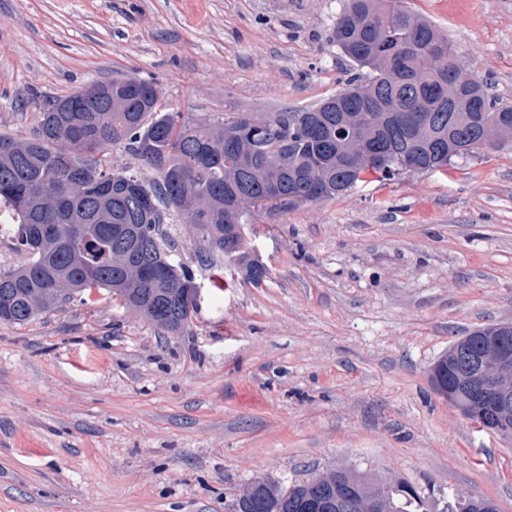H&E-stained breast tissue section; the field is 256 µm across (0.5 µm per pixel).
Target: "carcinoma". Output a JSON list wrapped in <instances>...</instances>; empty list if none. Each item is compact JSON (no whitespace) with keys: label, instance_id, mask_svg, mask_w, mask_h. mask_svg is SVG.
Wrapping results in <instances>:
<instances>
[{"label":"carcinoma","instance_id":"cac0c4a2","mask_svg":"<svg viewBox=\"0 0 512 512\" xmlns=\"http://www.w3.org/2000/svg\"><path fill=\"white\" fill-rule=\"evenodd\" d=\"M332 39L367 76L299 112H275L261 133L250 113L195 121L172 112L153 83L128 77L92 83L54 101L27 136L0 135V207L14 216L27 260L0 271V321L25 325L75 293L106 289L129 311L167 332L185 328L198 305L192 271L170 259L161 224L175 214L206 253L220 252L247 278L264 266L245 250L252 200L300 193L313 203L352 190L368 172L392 180L466 158L479 123L512 126L477 78L465 75L448 37L405 0H344ZM120 146L155 172L112 171ZM156 248L144 255L142 239ZM432 384L452 385V405L482 425L495 413L460 383L453 357L435 362ZM336 512L351 494L357 512H428L411 484L336 469L286 489L265 482L254 512H302L317 494ZM469 497L446 512H491Z\"/></svg>","mask_w":512,"mask_h":512}]
</instances>
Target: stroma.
Here are the masks:
<instances>
[{
  "label": "stroma",
  "instance_id": "1",
  "mask_svg": "<svg viewBox=\"0 0 512 512\" xmlns=\"http://www.w3.org/2000/svg\"><path fill=\"white\" fill-rule=\"evenodd\" d=\"M464 71L512 105V0H407ZM342 0H0V133L30 134L92 81L153 82L171 108L296 112L356 65ZM164 230L201 288L158 331L108 291L0 322V512H235L253 480L354 468L432 503L512 512V441L433 390L468 332L512 323V139L447 168L370 175L316 203L258 207L259 283L192 225Z\"/></svg>",
  "mask_w": 512,
  "mask_h": 512
}]
</instances>
